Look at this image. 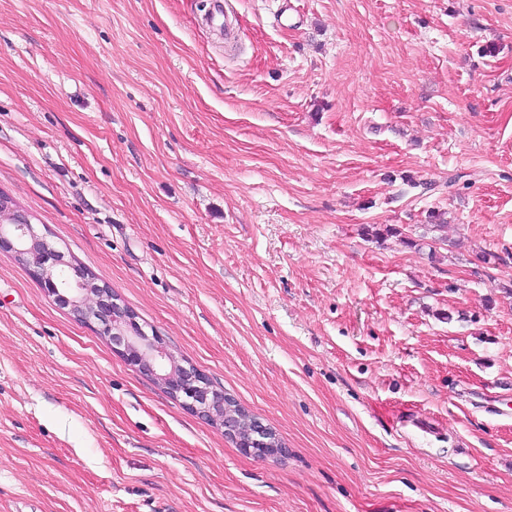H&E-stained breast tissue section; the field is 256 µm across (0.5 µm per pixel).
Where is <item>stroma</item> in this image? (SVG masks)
Listing matches in <instances>:
<instances>
[{
	"instance_id": "obj_1",
	"label": "stroma",
	"mask_w": 512,
	"mask_h": 512,
	"mask_svg": "<svg viewBox=\"0 0 512 512\" xmlns=\"http://www.w3.org/2000/svg\"><path fill=\"white\" fill-rule=\"evenodd\" d=\"M206 4L0 0V191L287 452L0 253V512H512V0ZM210 26L224 28V38L231 39L235 34V27L232 21L224 18V2L222 0H211L208 10L201 17Z\"/></svg>"
}]
</instances>
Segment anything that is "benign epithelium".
I'll return each instance as SVG.
<instances>
[{
    "instance_id": "benign-epithelium-1",
    "label": "benign epithelium",
    "mask_w": 512,
    "mask_h": 512,
    "mask_svg": "<svg viewBox=\"0 0 512 512\" xmlns=\"http://www.w3.org/2000/svg\"><path fill=\"white\" fill-rule=\"evenodd\" d=\"M8 211L0 214V253H10L24 261L49 296L67 308L78 320L96 327L131 364L152 376L173 398L202 419L224 429L248 453L265 447L270 455L286 452L273 447L277 437L261 425L257 437L241 439L234 418L224 415L227 395L213 388L208 377L193 366L179 364L167 353L157 334H148L137 322L112 287L100 283L77 268L64 252L55 249L33 227L29 216L6 203Z\"/></svg>"
}]
</instances>
